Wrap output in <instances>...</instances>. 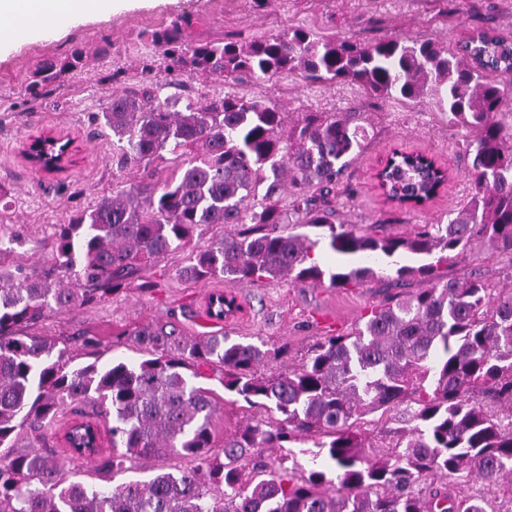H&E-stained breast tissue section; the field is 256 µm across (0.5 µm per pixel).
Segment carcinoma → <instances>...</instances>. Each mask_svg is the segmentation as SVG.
I'll return each instance as SVG.
<instances>
[{"label": "carcinoma", "mask_w": 512, "mask_h": 512, "mask_svg": "<svg viewBox=\"0 0 512 512\" xmlns=\"http://www.w3.org/2000/svg\"><path fill=\"white\" fill-rule=\"evenodd\" d=\"M182 17L152 35L172 67L258 81L284 72L309 83H349L366 94L407 104L431 100L468 132L465 152L474 194L446 224L414 234L377 235L337 223L315 203L357 157L365 137L359 113L310 112L283 145L284 113L272 102L226 95L204 102L160 95L146 85L112 99L99 115L116 138L112 162L143 171L142 181L77 211L51 235L53 263L0 281V512H487L480 500L448 489H417L429 478L496 482L512 475V292L494 293L481 278L437 274L450 254L487 238L512 253V43L479 31L453 51L430 39L383 36L360 42L321 40L289 28L244 44L195 42ZM86 65L83 50L41 62L31 76L37 97ZM171 154L179 180L158 184L153 163ZM303 223L326 232L345 265L324 270L316 242L281 228L283 179ZM444 175L432 162L401 153L383 180L389 199L426 202ZM250 223L193 253L179 270L186 280L234 282L289 278L309 286L345 287L373 274L357 257L395 265V287L419 275L431 286L395 294L371 308L346 335L325 336L302 364L277 376L257 368L269 351L227 336L193 340L176 330L133 332L147 357L70 368L64 349L26 328L51 313L99 301L123 289L138 267L191 244L209 224ZM224 367V393L275 414L249 421L212 453L210 389L203 370ZM92 402L112 420L107 435L112 474L167 453L189 468L94 489L60 478L57 458L37 450L16 455L12 439L27 423L43 425L64 406ZM396 412L386 434L391 451L373 459L356 432L373 412ZM310 441L312 458L335 466L295 476L284 454L268 463L260 448Z\"/></svg>", "instance_id": "carcinoma-1"}]
</instances>
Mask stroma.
<instances>
[{
    "label": "stroma",
    "mask_w": 512,
    "mask_h": 512,
    "mask_svg": "<svg viewBox=\"0 0 512 512\" xmlns=\"http://www.w3.org/2000/svg\"><path fill=\"white\" fill-rule=\"evenodd\" d=\"M184 16L192 19V38L207 41L227 37L248 41L297 26L324 40L368 41L398 35L430 38L453 47L477 29L512 40V0H265L261 6L256 0H127L110 14L88 16L65 30L18 38L0 51V275H16L21 267L50 266L54 225L140 180L138 169L113 167L112 139L93 115L104 111L113 96L137 90L148 75L163 82L166 96L203 100L229 91L272 101L284 111L288 130L310 112L359 113L365 129L363 150L328 198L339 222L358 224L379 235L409 236L419 225L447 222L467 206L473 194L465 174L467 132L449 122L430 101L396 104L351 85L309 84L295 73L264 82L244 73L226 82L189 70L168 77L150 35ZM77 47L86 53L84 70L63 77L60 86L42 99L30 100L26 86L36 66ZM46 133L74 141V161L64 173L37 171L21 155L23 143ZM395 150L422 152L447 168L448 184L426 206L398 207L379 190L375 173ZM239 230L236 224L201 227L190 247L142 268L126 290L50 316L34 327V334L55 340L76 367L114 356L143 359L132 334L146 326L173 325L186 339L222 333L269 350L287 346V355L260 364L259 374L270 377L300 365L320 338L350 332L394 291L406 296L427 285L425 279L412 276L401 288H394L383 265L376 266L373 277L345 288L295 286L285 279L230 282L221 277L201 281L177 277V269L188 264L193 250ZM448 274L479 275L497 287L512 289V253L481 241L456 255L448 264ZM216 290L232 292L241 312L221 322L207 317L205 301ZM223 377L218 366L206 382L217 405L212 429L219 449L242 425L265 414L262 408L225 395ZM95 411L89 403L67 405L54 423L38 432L22 430L15 453L36 449L65 458L60 439L64 425Z\"/></svg>",
    "instance_id": "1"
}]
</instances>
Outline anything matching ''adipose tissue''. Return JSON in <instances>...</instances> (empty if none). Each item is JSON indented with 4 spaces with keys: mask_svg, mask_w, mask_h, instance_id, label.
Segmentation results:
<instances>
[{
    "mask_svg": "<svg viewBox=\"0 0 512 512\" xmlns=\"http://www.w3.org/2000/svg\"><path fill=\"white\" fill-rule=\"evenodd\" d=\"M113 0H0V43L17 38L18 20L60 23L111 11Z\"/></svg>",
    "mask_w": 512,
    "mask_h": 512,
    "instance_id": "obj_1",
    "label": "adipose tissue"
}]
</instances>
